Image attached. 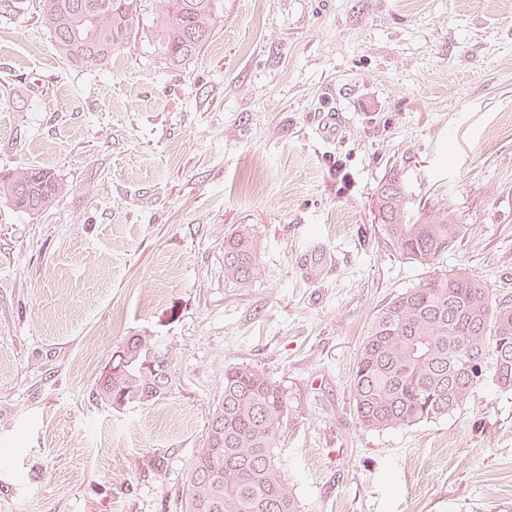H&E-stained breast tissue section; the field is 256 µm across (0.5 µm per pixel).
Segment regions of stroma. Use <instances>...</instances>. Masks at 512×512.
I'll return each mask as SVG.
<instances>
[{
  "mask_svg": "<svg viewBox=\"0 0 512 512\" xmlns=\"http://www.w3.org/2000/svg\"><path fill=\"white\" fill-rule=\"evenodd\" d=\"M223 4L180 71L151 13L100 71L63 65L33 19L0 22V171L48 168L64 187L37 214L0 199V512H182L239 363L287 396L279 453L300 512H512V392L487 381L448 416L377 432L350 388L372 317L422 276L374 220L392 170L411 208L469 225L443 268L512 294V6ZM239 224L263 248L246 292L224 284ZM315 245L335 262L310 278ZM134 333L176 341L180 382L115 410L94 389Z\"/></svg>",
  "mask_w": 512,
  "mask_h": 512,
  "instance_id": "1",
  "label": "stroma"
}]
</instances>
